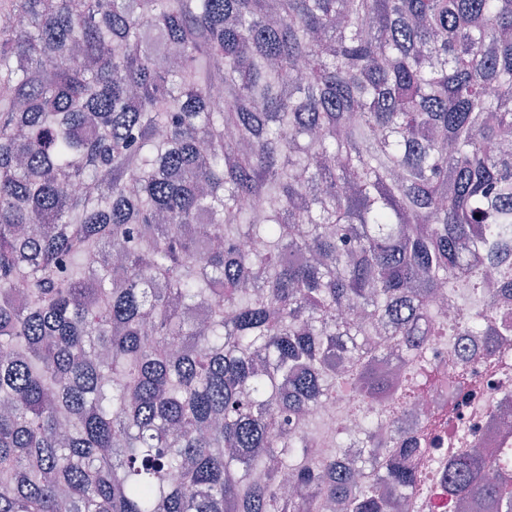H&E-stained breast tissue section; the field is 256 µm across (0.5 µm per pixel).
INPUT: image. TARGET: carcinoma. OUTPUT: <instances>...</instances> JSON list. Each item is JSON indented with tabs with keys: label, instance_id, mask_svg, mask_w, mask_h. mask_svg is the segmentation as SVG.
I'll return each instance as SVG.
<instances>
[{
	"label": "carcinoma",
	"instance_id": "1",
	"mask_svg": "<svg viewBox=\"0 0 512 512\" xmlns=\"http://www.w3.org/2000/svg\"><path fill=\"white\" fill-rule=\"evenodd\" d=\"M443 281L486 304L433 314ZM16 289L0 512H389L402 351L512 336V0H0ZM391 387L358 481L311 412ZM434 495L512 512V456Z\"/></svg>",
	"mask_w": 512,
	"mask_h": 512
}]
</instances>
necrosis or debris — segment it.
Returning a JSON list of instances; mask_svg holds the SVG:
<instances>
[{"instance_id":"obj_1","label":"necrosis or debris","mask_w":512,"mask_h":512,"mask_svg":"<svg viewBox=\"0 0 512 512\" xmlns=\"http://www.w3.org/2000/svg\"><path fill=\"white\" fill-rule=\"evenodd\" d=\"M463 347L459 336L431 337L425 357L414 360L410 408L400 423L382 424L383 439L405 431L440 461L461 437L488 454L512 449V336L489 359L466 356Z\"/></svg>"}]
</instances>
